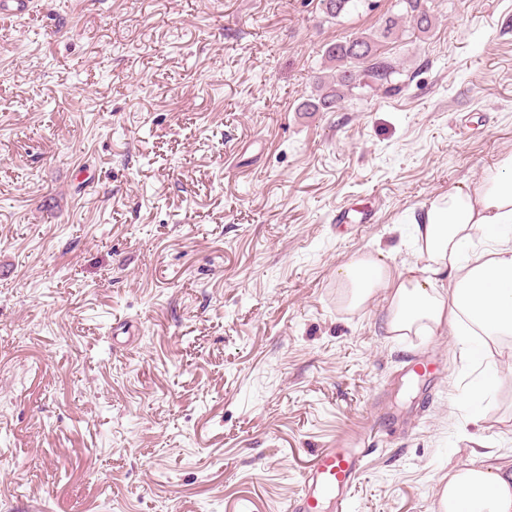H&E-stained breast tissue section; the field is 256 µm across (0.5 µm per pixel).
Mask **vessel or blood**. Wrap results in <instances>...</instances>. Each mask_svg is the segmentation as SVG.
Listing matches in <instances>:
<instances>
[{
    "mask_svg": "<svg viewBox=\"0 0 512 512\" xmlns=\"http://www.w3.org/2000/svg\"><path fill=\"white\" fill-rule=\"evenodd\" d=\"M360 470L355 449H321L303 472L302 492L289 503V512H344Z\"/></svg>",
    "mask_w": 512,
    "mask_h": 512,
    "instance_id": "1",
    "label": "vessel or blood"
}]
</instances>
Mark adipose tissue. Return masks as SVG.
I'll use <instances>...</instances> for the list:
<instances>
[{"instance_id":"ef3b65f1","label":"adipose tissue","mask_w":512,"mask_h":512,"mask_svg":"<svg viewBox=\"0 0 512 512\" xmlns=\"http://www.w3.org/2000/svg\"><path fill=\"white\" fill-rule=\"evenodd\" d=\"M423 267L392 272L372 255L339 266L352 307L386 291L385 328L393 336H512V237L490 249L479 240L512 224V153L501 155L476 181H463L413 211ZM440 512H512V463L450 473Z\"/></svg>"}]
</instances>
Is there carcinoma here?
Instances as JSON below:
<instances>
[{
	"label": "carcinoma",
	"mask_w": 512,
	"mask_h": 512,
	"mask_svg": "<svg viewBox=\"0 0 512 512\" xmlns=\"http://www.w3.org/2000/svg\"><path fill=\"white\" fill-rule=\"evenodd\" d=\"M323 11L338 18L361 8H372L370 0H321ZM439 0H395L397 12L389 15L373 34L355 33L328 45L323 57L333 74L317 83V93L305 99L300 112H331L353 90L370 78L380 86L393 82L397 66L380 51L382 44L395 42L409 31L419 36L435 26Z\"/></svg>",
	"instance_id": "carcinoma-1"
}]
</instances>
